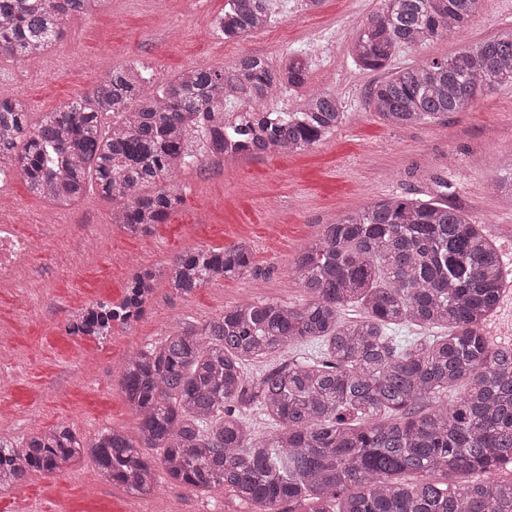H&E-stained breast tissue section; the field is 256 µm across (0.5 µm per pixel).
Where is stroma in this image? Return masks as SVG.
I'll list each match as a JSON object with an SVG mask.
<instances>
[{
    "label": "stroma",
    "instance_id": "stroma-1",
    "mask_svg": "<svg viewBox=\"0 0 512 512\" xmlns=\"http://www.w3.org/2000/svg\"><path fill=\"white\" fill-rule=\"evenodd\" d=\"M302 0H276L269 27L230 45L211 30L225 0H110L91 16L68 20L51 57L0 58V89L20 96L33 114L51 112L100 82L115 66L134 62L155 79L191 68H219L245 54L279 64L285 53L321 47L303 92L275 100L292 111L301 95L336 94L345 122L313 148L290 155L239 156L205 169L179 170L183 202L151 235L134 238L112 224V204L88 189L85 200L59 210L31 193L13 167L0 180V217L35 250L23 269L33 288H0V356L16 367L0 386V438L64 424L93 436L108 426L134 434L135 416L120 388L130 355L183 325L201 324L225 307L275 299L298 304L303 293L292 274L295 258L345 212L392 193L452 200L484 225L512 274V201L494 188L512 160V86L482 94L442 123L391 127L366 107L364 93L376 73L356 68L349 56L353 26L380 0H324L314 12ZM512 31V0H485L463 40L440 39L406 48L397 64L446 58L463 43ZM252 247L253 272L181 295L158 286L146 315L114 327L104 340L68 335V315L97 300L120 301L131 271L161 264L196 247ZM74 253L73 265L59 262ZM252 512L232 492L205 493L160 483L150 498L130 495L100 479L91 458L66 463L56 474H29L0 489V512Z\"/></svg>",
    "mask_w": 512,
    "mask_h": 512
}]
</instances>
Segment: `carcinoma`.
I'll return each instance as SVG.
<instances>
[{
    "instance_id": "1",
    "label": "carcinoma",
    "mask_w": 512,
    "mask_h": 512,
    "mask_svg": "<svg viewBox=\"0 0 512 512\" xmlns=\"http://www.w3.org/2000/svg\"><path fill=\"white\" fill-rule=\"evenodd\" d=\"M107 2L0 0V56L45 55L68 19ZM483 3L381 0L350 50L356 66L385 72L366 91L368 108L395 127L435 123L512 85V32L391 66L403 47L463 33ZM273 19V0H227L212 28L241 39ZM310 70L302 53L276 67L246 54L147 94L153 75L115 66L34 122L22 98L0 93V163L15 164L30 192L59 207L80 202L92 182L112 201V223L148 234L182 202L178 170L208 157L298 152L336 131L345 112L331 93L307 94L294 112L265 107L303 88ZM232 102L245 116L226 123ZM292 267L302 303L229 307L129 357L120 387L135 437L104 428L88 439L59 425L17 445L0 440V487L88 456L133 495H153L163 473L172 484L227 489L255 512H512V476L489 477L512 465V344L485 334L505 275L483 225L446 200L390 195L325 225ZM251 269L245 243L185 251L140 269L120 303L77 311L67 330L103 339L141 317L161 281L188 295ZM349 307L360 314L345 320ZM308 342L319 350L245 377L246 362ZM460 383L465 395L440 404ZM243 410L273 430L255 436ZM149 448L161 451L159 464Z\"/></svg>"
}]
</instances>
